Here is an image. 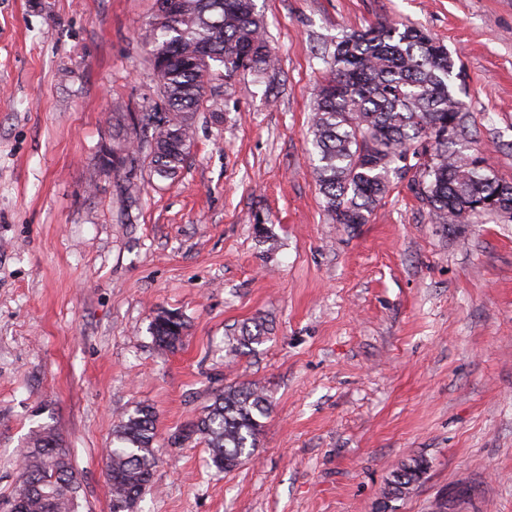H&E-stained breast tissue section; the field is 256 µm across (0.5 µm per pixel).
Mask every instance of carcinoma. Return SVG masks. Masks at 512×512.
<instances>
[{
	"label": "carcinoma",
	"mask_w": 512,
	"mask_h": 512,
	"mask_svg": "<svg viewBox=\"0 0 512 512\" xmlns=\"http://www.w3.org/2000/svg\"><path fill=\"white\" fill-rule=\"evenodd\" d=\"M150 65L166 111L143 116L137 147L112 146V171L142 157L161 178L184 166L194 140L196 113L205 88L250 70L273 77L277 59L266 38L255 0H181L170 18L155 9L149 24ZM209 47L196 61L200 45ZM328 76L314 102L309 132L317 152L314 172L323 207L334 224H365L390 190V174L413 172L411 188L436 219L468 224L479 214L512 212V184L492 176L476 148L448 146V132L461 137L463 104L451 88L453 62L446 47L423 30L378 23L336 41ZM172 330L152 321L161 350L182 342L184 321ZM259 319L245 323L231 352L265 341ZM271 402L256 383L224 386L192 424L219 472L254 455ZM155 413L141 406L112 431L106 478L113 512H127L152 483L156 458ZM429 468L414 457L402 464L383 491L390 502L409 493ZM79 483L69 450L53 428L32 431L20 487L10 512H78Z\"/></svg>",
	"instance_id": "carcinoma-1"
}]
</instances>
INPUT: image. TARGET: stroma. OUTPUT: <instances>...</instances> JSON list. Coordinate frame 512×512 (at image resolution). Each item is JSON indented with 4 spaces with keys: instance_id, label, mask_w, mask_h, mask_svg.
I'll return each instance as SVG.
<instances>
[{
    "instance_id": "stroma-1",
    "label": "stroma",
    "mask_w": 512,
    "mask_h": 512,
    "mask_svg": "<svg viewBox=\"0 0 512 512\" xmlns=\"http://www.w3.org/2000/svg\"><path fill=\"white\" fill-rule=\"evenodd\" d=\"M256 4L277 74L208 85L179 175L140 166L130 200L96 162L161 107L155 0H0V512L44 425L79 512H112L105 450L140 406L157 467L136 512H379L412 457L429 469L388 512H512V218L438 223L396 177L368 223H330L308 136L336 40L416 25L448 49L467 140L512 183V0ZM162 309L186 323L173 351L150 333ZM255 318L268 338L227 357ZM246 381L272 412L220 473L179 435Z\"/></svg>"
}]
</instances>
